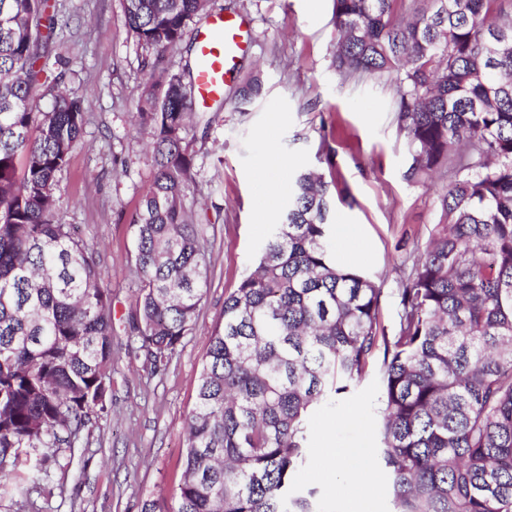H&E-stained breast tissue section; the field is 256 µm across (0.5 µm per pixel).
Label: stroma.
<instances>
[{
  "label": "stroma",
  "mask_w": 512,
  "mask_h": 512,
  "mask_svg": "<svg viewBox=\"0 0 512 512\" xmlns=\"http://www.w3.org/2000/svg\"><path fill=\"white\" fill-rule=\"evenodd\" d=\"M58 7L67 25L43 79L59 77L84 91L87 121L59 176L57 218L78 225L97 249L112 290V387L105 410L91 413L74 446L55 451L46 480L0 502V512H141L148 500L170 507L183 473L186 419L211 333L224 319V298L280 223L296 174L322 173L333 199L336 261L381 283V323L389 331L397 322V290L439 222V194L449 178H408L412 157L397 123L393 81L345 78L332 66V0H211L210 14L247 21L250 46L236 67L259 74L263 92L239 110L232 76L222 100L195 110L189 198L211 267L193 331L167 368L154 370L124 323L138 301L130 221L154 176L132 117L153 66L170 74L195 70V35L206 19L190 22L181 44L158 59L129 33L123 0H58ZM377 393L378 378L369 375L310 420L294 483L317 488L329 512H354L361 491L366 512L391 508L390 479L377 458ZM331 448L367 449L369 488L358 471L336 468Z\"/></svg>",
  "instance_id": "1"
}]
</instances>
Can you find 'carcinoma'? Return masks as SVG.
I'll return each instance as SVG.
<instances>
[{
  "mask_svg": "<svg viewBox=\"0 0 512 512\" xmlns=\"http://www.w3.org/2000/svg\"><path fill=\"white\" fill-rule=\"evenodd\" d=\"M497 2L333 0L336 71L395 77L409 177L462 176L442 189L390 336L381 285L336 264L322 176L295 177L210 336L173 512H328L293 483L309 421L372 371L391 512H512V18ZM207 6L124 0L129 32L158 59ZM58 25L52 0H0V501L44 481L47 450L72 447L111 386L112 291L96 251L56 220L85 94L59 90L35 111ZM235 94L252 103L259 76ZM192 123L182 76L158 75L135 115L154 179L132 221L141 284L127 317L155 368L193 330L207 285L186 204Z\"/></svg>",
  "mask_w": 512,
  "mask_h": 512,
  "instance_id": "cac0c4a2",
  "label": "carcinoma"
}]
</instances>
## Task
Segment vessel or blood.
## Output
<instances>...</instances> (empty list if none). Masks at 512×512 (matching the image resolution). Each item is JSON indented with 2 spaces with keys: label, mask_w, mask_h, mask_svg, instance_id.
<instances>
[{
  "label": "vessel or blood",
  "mask_w": 512,
  "mask_h": 512,
  "mask_svg": "<svg viewBox=\"0 0 512 512\" xmlns=\"http://www.w3.org/2000/svg\"><path fill=\"white\" fill-rule=\"evenodd\" d=\"M196 50L195 99L204 104L223 97L224 82L236 59L246 50L243 21L213 16L197 32Z\"/></svg>",
  "instance_id": "obj_1"
}]
</instances>
